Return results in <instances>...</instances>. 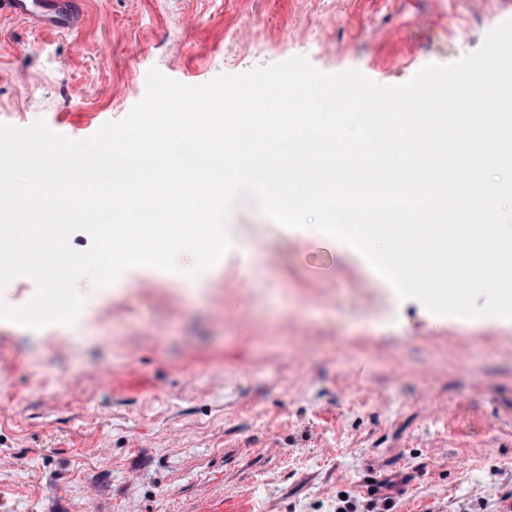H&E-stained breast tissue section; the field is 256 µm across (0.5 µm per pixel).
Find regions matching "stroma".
<instances>
[{"label": "stroma", "mask_w": 512, "mask_h": 512, "mask_svg": "<svg viewBox=\"0 0 512 512\" xmlns=\"http://www.w3.org/2000/svg\"><path fill=\"white\" fill-rule=\"evenodd\" d=\"M0 17V124L71 139L147 73L189 86L306 56L381 85L477 51L512 0H81ZM190 279L81 282L74 325L0 321V512H504L512 322L438 317L348 245L234 204ZM254 252L242 265L240 251ZM4 16L59 32L73 30L81 20L71 0H1L0 17Z\"/></svg>", "instance_id": "35a3bbf8"}]
</instances>
